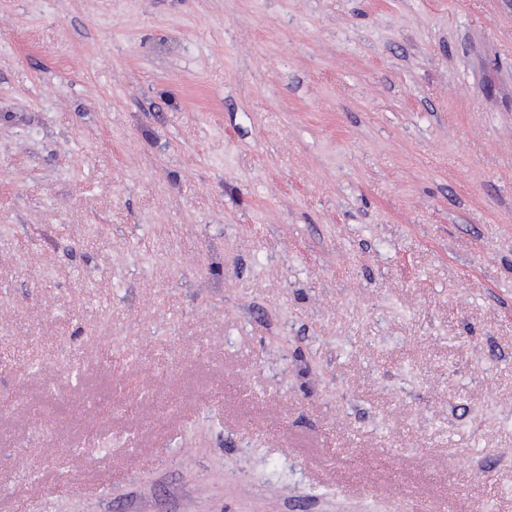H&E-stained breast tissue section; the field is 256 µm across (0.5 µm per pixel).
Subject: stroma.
<instances>
[{
  "mask_svg": "<svg viewBox=\"0 0 512 512\" xmlns=\"http://www.w3.org/2000/svg\"><path fill=\"white\" fill-rule=\"evenodd\" d=\"M0 341V512H512V0H0Z\"/></svg>",
  "mask_w": 512,
  "mask_h": 512,
  "instance_id": "1",
  "label": "stroma"
}]
</instances>
